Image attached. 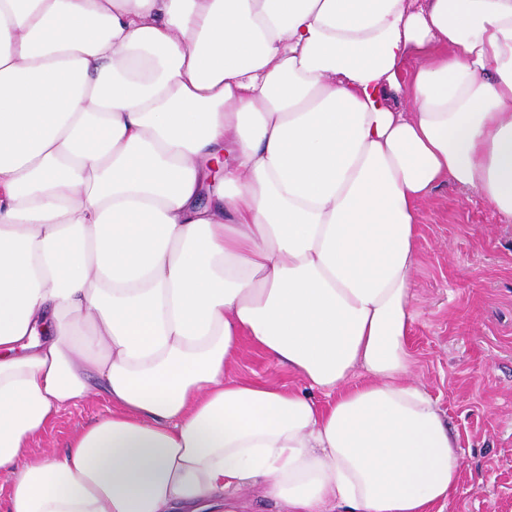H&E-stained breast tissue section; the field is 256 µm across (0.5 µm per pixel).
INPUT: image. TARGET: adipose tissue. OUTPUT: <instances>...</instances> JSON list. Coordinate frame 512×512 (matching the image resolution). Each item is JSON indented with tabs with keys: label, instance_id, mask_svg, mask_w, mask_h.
Listing matches in <instances>:
<instances>
[{
	"label": "adipose tissue",
	"instance_id": "adipose-tissue-1",
	"mask_svg": "<svg viewBox=\"0 0 512 512\" xmlns=\"http://www.w3.org/2000/svg\"><path fill=\"white\" fill-rule=\"evenodd\" d=\"M448 182L512 222V0H0V512H443ZM233 373L244 377L256 374L275 384H288L286 370L248 347L243 349L239 362L233 368ZM109 404L102 397L92 398L69 408L57 416L35 448H50L60 452L69 438L84 425L108 414Z\"/></svg>",
	"mask_w": 512,
	"mask_h": 512
}]
</instances>
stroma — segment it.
Instances as JSON below:
<instances>
[{"label":"stroma","instance_id":"obj_1","mask_svg":"<svg viewBox=\"0 0 512 512\" xmlns=\"http://www.w3.org/2000/svg\"><path fill=\"white\" fill-rule=\"evenodd\" d=\"M417 246L413 372L457 434L465 462L444 512H512V223L448 183L421 207ZM108 410L101 397L69 408L39 447L62 450Z\"/></svg>","mask_w":512,"mask_h":512}]
</instances>
